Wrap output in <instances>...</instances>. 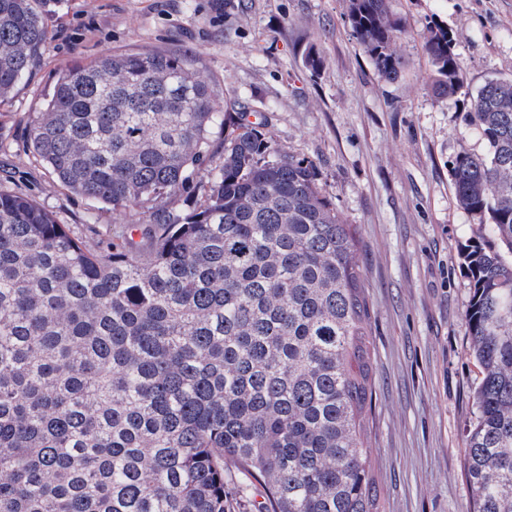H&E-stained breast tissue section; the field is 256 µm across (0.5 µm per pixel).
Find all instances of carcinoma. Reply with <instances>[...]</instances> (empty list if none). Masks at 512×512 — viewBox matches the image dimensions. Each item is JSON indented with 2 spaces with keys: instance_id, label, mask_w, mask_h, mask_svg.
<instances>
[{
  "instance_id": "cac0c4a2",
  "label": "carcinoma",
  "mask_w": 512,
  "mask_h": 512,
  "mask_svg": "<svg viewBox=\"0 0 512 512\" xmlns=\"http://www.w3.org/2000/svg\"><path fill=\"white\" fill-rule=\"evenodd\" d=\"M346 2L358 44L396 78L388 0ZM46 38L37 0H0V101ZM451 45L428 28L448 98L462 88ZM470 120L486 152L451 161L455 197L497 244L463 253L483 374L464 471L473 512H512V80L486 81ZM214 127L230 128L218 155ZM27 149L144 228L91 245L0 191V512H376L362 271L315 164L225 113L166 51L60 72ZM203 171L199 205L170 211Z\"/></svg>"
}]
</instances>
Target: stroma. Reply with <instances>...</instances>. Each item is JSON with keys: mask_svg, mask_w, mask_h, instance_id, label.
<instances>
[{"mask_svg": "<svg viewBox=\"0 0 512 512\" xmlns=\"http://www.w3.org/2000/svg\"><path fill=\"white\" fill-rule=\"evenodd\" d=\"M47 39L31 73L0 103V189L30 195L64 224L111 237L129 215L63 186L25 150L58 73L112 52L191 60L227 111L312 160L351 224L369 311L380 512H469L463 436L481 375L465 321L462 259L478 227L458 208L450 162L485 143L469 120L478 89L512 78V0H389L403 67L382 78L358 45L345 0H42ZM452 39L464 87L431 93L429 26ZM320 61L310 68L307 56Z\"/></svg>", "mask_w": 512, "mask_h": 512, "instance_id": "stroma-1", "label": "stroma"}]
</instances>
